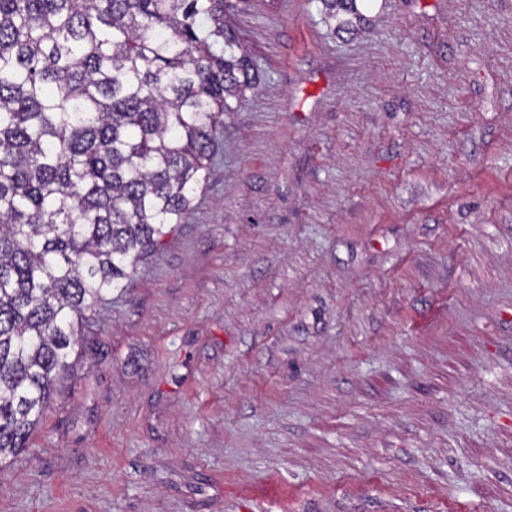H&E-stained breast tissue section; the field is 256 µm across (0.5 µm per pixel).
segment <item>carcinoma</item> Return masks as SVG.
<instances>
[{
    "mask_svg": "<svg viewBox=\"0 0 512 512\" xmlns=\"http://www.w3.org/2000/svg\"><path fill=\"white\" fill-rule=\"evenodd\" d=\"M235 8L0 0V462L45 418L79 318L185 222L222 117L259 88Z\"/></svg>",
    "mask_w": 512,
    "mask_h": 512,
    "instance_id": "1",
    "label": "carcinoma"
}]
</instances>
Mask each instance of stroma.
<instances>
[{"mask_svg":"<svg viewBox=\"0 0 512 512\" xmlns=\"http://www.w3.org/2000/svg\"><path fill=\"white\" fill-rule=\"evenodd\" d=\"M358 6L232 15L262 85L0 512H512V0Z\"/></svg>","mask_w":512,"mask_h":512,"instance_id":"35a3bbf8","label":"stroma"}]
</instances>
